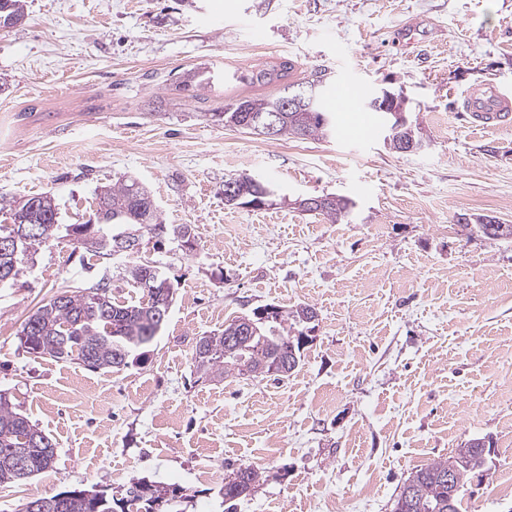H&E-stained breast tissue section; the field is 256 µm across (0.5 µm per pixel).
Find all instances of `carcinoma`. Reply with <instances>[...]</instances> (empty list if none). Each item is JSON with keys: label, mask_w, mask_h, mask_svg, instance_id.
<instances>
[{"label": "carcinoma", "mask_w": 512, "mask_h": 512, "mask_svg": "<svg viewBox=\"0 0 512 512\" xmlns=\"http://www.w3.org/2000/svg\"><path fill=\"white\" fill-rule=\"evenodd\" d=\"M293 64L283 61L263 68L252 75L258 84L270 85L285 78ZM284 96L249 97L244 100L256 116L280 107ZM336 126L323 100H317L310 108L285 113L276 139L323 140L333 136ZM269 186L259 175L243 178L239 198H226L224 204L240 206L256 199L257 185ZM149 188L136 179H129L112 186L100 187L96 193L97 211L101 223L94 232L101 241L86 243L75 239L77 247L99 258L112 256V243L117 236L147 237L151 234L162 239L176 240L185 247L192 240V228L188 224H162L158 221L154 204L147 201ZM354 202L344 196L326 198L313 212L337 223L349 217ZM12 224L0 225L1 237L17 239L16 248L0 251V279L10 275L17 277L21 266L32 250L47 245L59 235L79 233L80 224L60 222L59 208L46 213L40 209L27 214V223L15 220L23 210L20 200L9 202ZM37 226L39 239H29L28 228ZM469 233H480L488 238L512 236V224L501 225L492 218H482L474 224H465ZM128 276L133 287L140 289L141 297L130 303L112 301L107 285L98 283L89 287L78 286L54 295L39 306L22 324L21 342L28 352L38 357L56 361L77 360L88 363L93 370L120 371L138 360L150 348L160 333L165 320L161 311L168 302V289L172 284L155 265L135 261L128 266ZM313 311L308 304L299 305L293 311L275 307L274 316L266 320L254 314L250 319L255 329L250 335L231 342L226 338L233 326L229 322L224 329L208 336H201L192 346V360L196 373L202 378H215L264 367L271 369L276 362L288 361V348L295 349L293 366L285 369L282 376L294 370L301 361L302 345L298 337L304 335L308 324L307 313ZM52 448V440L31 424L27 417L13 410L6 397L0 395V486L19 484L48 469L55 453L46 454L43 448ZM16 448L33 450L32 461L27 463L14 454ZM486 444L481 438L466 441L446 459L433 461L411 473L408 483L415 491L401 512H461L460 495L467 479L483 472ZM453 473L452 484L442 481V476ZM232 480L224 483L223 503L234 502L248 494L262 478L260 469L245 465L231 473ZM154 482L139 479L132 483L126 496L116 500L94 490L89 495L73 497L57 502V495H41L26 502L23 512H154L152 509Z\"/></svg>", "instance_id": "obj_1"}]
</instances>
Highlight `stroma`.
<instances>
[{
	"instance_id": "1",
	"label": "stroma",
	"mask_w": 512,
	"mask_h": 512,
	"mask_svg": "<svg viewBox=\"0 0 512 512\" xmlns=\"http://www.w3.org/2000/svg\"><path fill=\"white\" fill-rule=\"evenodd\" d=\"M0 28V199L48 193L65 224L95 189L134 177L195 247L145 246L176 293L146 356L119 372L29 354L24 320L57 292L102 281L129 300L131 258L71 238L38 247L0 287V392L55 445L46 471L0 487V512L36 496L138 479L174 484L177 512H226L234 468L263 478L233 512H391L411 472L467 440L491 448L463 512H512V238L467 235L460 215L512 224V126L481 132L472 87L512 96V0H26ZM422 41L392 42L398 27ZM290 61L325 91L403 94L425 141L269 140L224 126L226 104L272 96L247 73ZM214 75L186 90L187 71ZM258 174L273 204L224 203ZM351 199L331 223L295 199ZM273 304L315 308L287 378L199 379L196 338ZM208 470L212 479L200 478Z\"/></svg>"
}]
</instances>
